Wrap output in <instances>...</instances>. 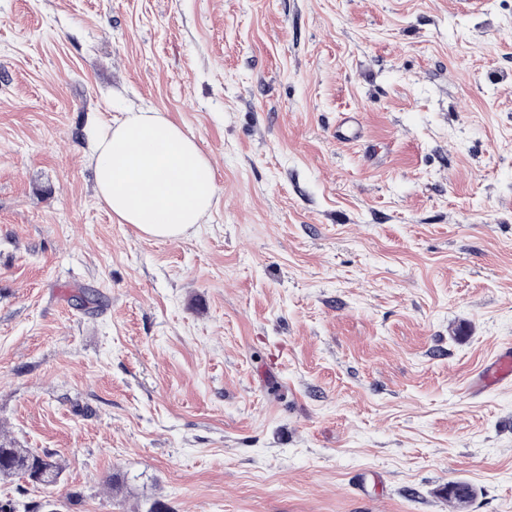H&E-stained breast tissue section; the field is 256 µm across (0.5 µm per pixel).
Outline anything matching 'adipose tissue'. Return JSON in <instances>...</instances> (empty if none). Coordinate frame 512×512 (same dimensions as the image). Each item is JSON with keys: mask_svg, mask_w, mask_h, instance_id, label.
Masks as SVG:
<instances>
[{"mask_svg": "<svg viewBox=\"0 0 512 512\" xmlns=\"http://www.w3.org/2000/svg\"><path fill=\"white\" fill-rule=\"evenodd\" d=\"M85 160L118 223L154 239L188 236L216 202L214 168L194 136L162 113L130 110L87 134Z\"/></svg>", "mask_w": 512, "mask_h": 512, "instance_id": "adipose-tissue-1", "label": "adipose tissue"}]
</instances>
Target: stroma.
I'll return each instance as SVG.
<instances>
[{"label": "stroma", "instance_id": "obj_1", "mask_svg": "<svg viewBox=\"0 0 512 512\" xmlns=\"http://www.w3.org/2000/svg\"><path fill=\"white\" fill-rule=\"evenodd\" d=\"M128 108L213 162L189 237L96 194ZM507 344L512 0H0V438L63 466L0 498L512 512ZM512 381V345L504 346L477 377L479 388L501 385Z\"/></svg>", "mask_w": 512, "mask_h": 512}]
</instances>
